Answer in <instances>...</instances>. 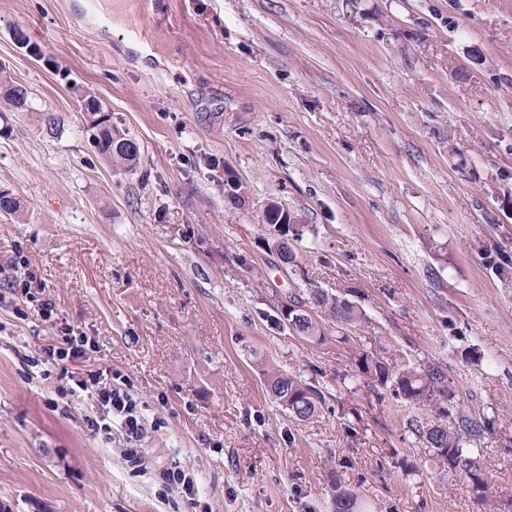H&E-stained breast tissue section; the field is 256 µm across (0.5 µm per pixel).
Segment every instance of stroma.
<instances>
[{
  "label": "stroma",
  "mask_w": 512,
  "mask_h": 512,
  "mask_svg": "<svg viewBox=\"0 0 512 512\" xmlns=\"http://www.w3.org/2000/svg\"><path fill=\"white\" fill-rule=\"evenodd\" d=\"M0 0V266L23 259L55 304L0 300V503L10 512H498L512 500V0ZM134 139L135 168L89 145L87 96ZM61 122L42 126L45 113ZM297 219L294 264L265 215ZM354 303L318 339L291 294ZM87 358L44 362L63 327ZM443 366L454 406L489 421L488 501L445 472L413 418L378 399L362 352ZM320 388L308 421L264 369ZM119 372L150 421L143 460L68 372ZM193 471L196 498L167 486ZM0 95L13 109L28 111L30 93L21 84H14L0 68ZM290 301L294 304L292 305H285L283 308L282 316L287 321L289 329H291L293 332H295L298 335H303L306 337H315V336H321V331L318 329L316 323L312 320L311 316L306 313L302 312L303 302L300 301L298 298L294 297L293 300L290 299ZM302 312V319L300 320H294L292 315L296 313Z\"/></svg>",
  "instance_id": "1"
}]
</instances>
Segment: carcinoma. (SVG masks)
Wrapping results in <instances>:
<instances>
[{
	"instance_id": "cac0c4a2",
	"label": "carcinoma",
	"mask_w": 512,
	"mask_h": 512,
	"mask_svg": "<svg viewBox=\"0 0 512 512\" xmlns=\"http://www.w3.org/2000/svg\"><path fill=\"white\" fill-rule=\"evenodd\" d=\"M0 97L17 111L29 109L30 93L27 88L13 83L6 73L0 70ZM89 104L95 107L92 119L88 124L89 141L96 152L108 158H117L126 164H133L139 155V147L133 139H112V123L109 115L104 113L102 104L91 99ZM310 304L326 312L342 329L358 318L354 305L321 288L309 291ZM303 302L292 300V304L283 308L282 316L289 329L298 335L315 337L321 335L311 316L302 311ZM359 373L376 382V387H394V394L400 400L415 405H426L437 400H450L448 378L442 368L429 364L423 368H404L393 373L391 364L379 354L363 353L358 359ZM265 387L269 395L289 415L300 421L314 417L325 404L323 393L312 385L306 384L296 377L274 370L264 372ZM444 424H421L412 428L416 438L426 442L443 464L444 470L453 475L464 477L470 484L475 498L484 503L487 501V483L479 464V449L468 447V443L484 438L490 429V423L477 419L459 409L448 407L438 408Z\"/></svg>"
}]
</instances>
